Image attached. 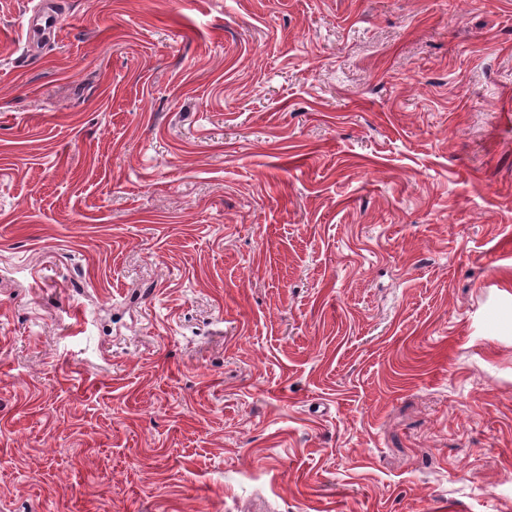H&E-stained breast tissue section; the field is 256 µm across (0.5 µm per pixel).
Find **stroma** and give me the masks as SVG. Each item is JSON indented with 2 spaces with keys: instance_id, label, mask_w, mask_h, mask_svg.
<instances>
[{
  "instance_id": "obj_1",
  "label": "stroma",
  "mask_w": 512,
  "mask_h": 512,
  "mask_svg": "<svg viewBox=\"0 0 512 512\" xmlns=\"http://www.w3.org/2000/svg\"><path fill=\"white\" fill-rule=\"evenodd\" d=\"M0 0V512H512V0Z\"/></svg>"
}]
</instances>
